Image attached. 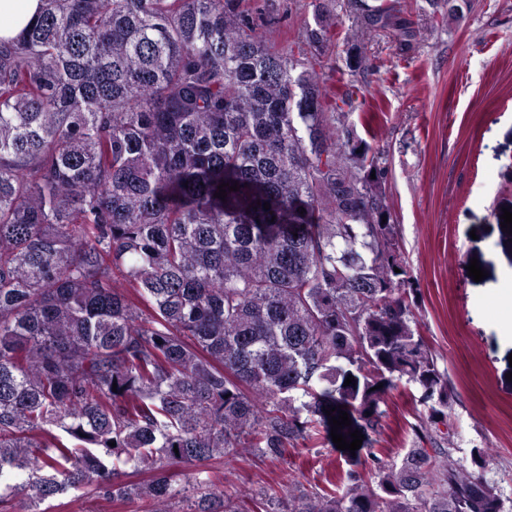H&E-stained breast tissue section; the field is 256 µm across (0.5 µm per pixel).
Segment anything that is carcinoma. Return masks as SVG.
I'll use <instances>...</instances> for the list:
<instances>
[{"label":"carcinoma","instance_id":"carcinoma-1","mask_svg":"<svg viewBox=\"0 0 512 512\" xmlns=\"http://www.w3.org/2000/svg\"><path fill=\"white\" fill-rule=\"evenodd\" d=\"M275 2L41 0L0 39V479L25 473L6 489L30 512L90 484L158 512H512L429 433L373 451L402 383L447 424L448 375L417 329L385 153L322 86L329 0L281 50ZM425 3L461 21L469 0ZM348 7L416 51L402 10ZM343 53L369 69L363 41ZM331 405L364 435L340 491L231 507L224 483L177 480L244 439L275 459L319 426L330 442Z\"/></svg>","mask_w":512,"mask_h":512}]
</instances>
